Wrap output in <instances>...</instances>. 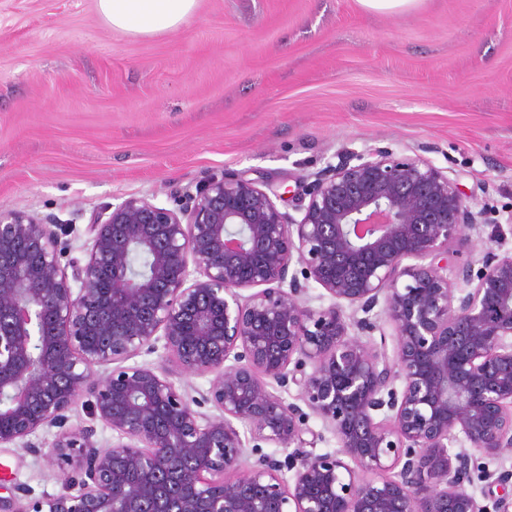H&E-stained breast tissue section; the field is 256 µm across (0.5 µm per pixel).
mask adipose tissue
I'll return each mask as SVG.
<instances>
[{"instance_id": "ef3b65f1", "label": "adipose tissue", "mask_w": 512, "mask_h": 512, "mask_svg": "<svg viewBox=\"0 0 512 512\" xmlns=\"http://www.w3.org/2000/svg\"><path fill=\"white\" fill-rule=\"evenodd\" d=\"M198 0H97L101 20L132 35H156L180 27Z\"/></svg>"}]
</instances>
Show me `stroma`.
<instances>
[{
	"instance_id": "obj_1",
	"label": "stroma",
	"mask_w": 512,
	"mask_h": 512,
	"mask_svg": "<svg viewBox=\"0 0 512 512\" xmlns=\"http://www.w3.org/2000/svg\"><path fill=\"white\" fill-rule=\"evenodd\" d=\"M0 210L70 228L233 171L294 212L303 180L345 151L419 155L468 199L512 210V0H198L174 32L108 29L95 0H0ZM61 489L0 447V496Z\"/></svg>"
}]
</instances>
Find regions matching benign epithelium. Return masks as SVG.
I'll return each mask as SVG.
<instances>
[{
  "label": "benign epithelium",
  "instance_id": "obj_1",
  "mask_svg": "<svg viewBox=\"0 0 512 512\" xmlns=\"http://www.w3.org/2000/svg\"><path fill=\"white\" fill-rule=\"evenodd\" d=\"M295 207L228 172L176 208L129 196L91 216L70 273L62 225L0 210V446L63 473L59 493L18 486L0 512H509L512 470L484 463L512 452L502 225L474 268L461 256L485 211L391 150L327 165ZM312 282L328 305L308 304ZM160 338L176 370L210 377L201 403L218 414L193 409L173 370L129 363ZM81 397L111 448L93 425L66 427ZM311 415L336 451H311ZM48 427L44 453L29 437ZM261 442L288 455L248 463ZM476 478L502 489L493 507Z\"/></svg>",
  "mask_w": 512,
  "mask_h": 512
}]
</instances>
